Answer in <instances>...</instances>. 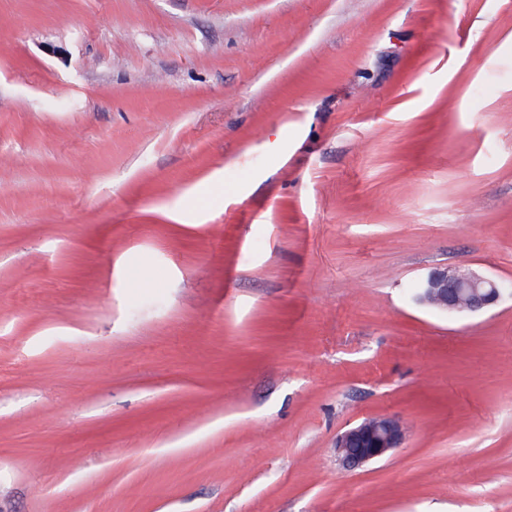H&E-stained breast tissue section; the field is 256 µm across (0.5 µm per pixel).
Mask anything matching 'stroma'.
I'll return each mask as SVG.
<instances>
[{
  "label": "stroma",
  "instance_id": "35a3bbf8",
  "mask_svg": "<svg viewBox=\"0 0 512 512\" xmlns=\"http://www.w3.org/2000/svg\"><path fill=\"white\" fill-rule=\"evenodd\" d=\"M436 267L512 283V0H0V512H512ZM407 436L395 417H374L346 430L336 438V457L342 468L356 469L401 448Z\"/></svg>",
  "mask_w": 512,
  "mask_h": 512
}]
</instances>
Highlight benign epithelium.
<instances>
[{
	"instance_id": "benign-epithelium-1",
	"label": "benign epithelium",
	"mask_w": 512,
	"mask_h": 512,
	"mask_svg": "<svg viewBox=\"0 0 512 512\" xmlns=\"http://www.w3.org/2000/svg\"><path fill=\"white\" fill-rule=\"evenodd\" d=\"M506 291L503 284L484 275L436 268L420 283L417 302L444 312L475 313L496 304ZM406 436L398 418L366 419L336 438V457L342 468L356 469L402 447Z\"/></svg>"
}]
</instances>
